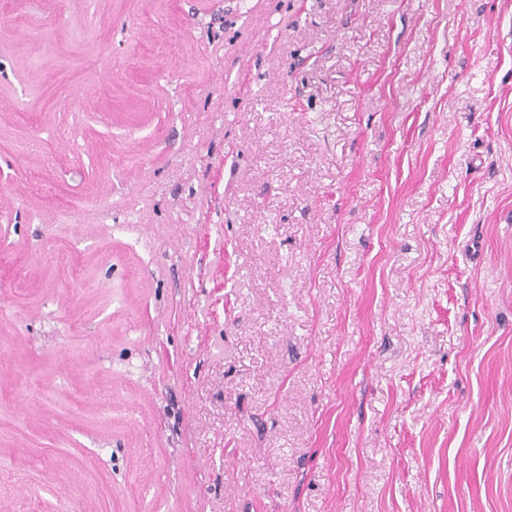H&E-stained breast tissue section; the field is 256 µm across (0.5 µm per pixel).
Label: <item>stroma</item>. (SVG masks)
<instances>
[{
    "label": "stroma",
    "instance_id": "35a3bbf8",
    "mask_svg": "<svg viewBox=\"0 0 512 512\" xmlns=\"http://www.w3.org/2000/svg\"><path fill=\"white\" fill-rule=\"evenodd\" d=\"M0 512H512V0H0Z\"/></svg>",
    "mask_w": 512,
    "mask_h": 512
}]
</instances>
